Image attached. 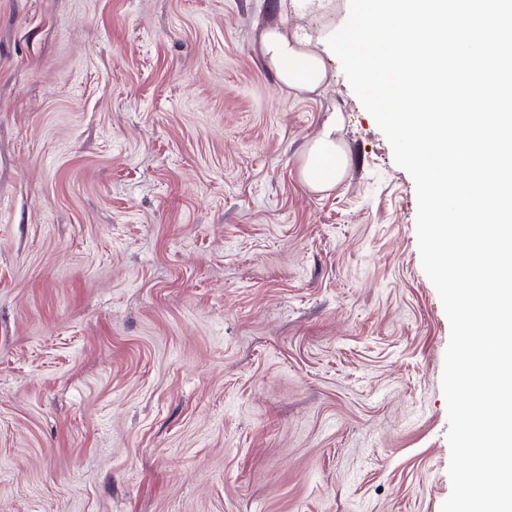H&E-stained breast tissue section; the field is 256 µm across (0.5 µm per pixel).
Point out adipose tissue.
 <instances>
[{"instance_id":"ef3b65f1","label":"adipose tissue","mask_w":512,"mask_h":512,"mask_svg":"<svg viewBox=\"0 0 512 512\" xmlns=\"http://www.w3.org/2000/svg\"><path fill=\"white\" fill-rule=\"evenodd\" d=\"M259 50L263 62L286 92L314 93L328 78L326 63L309 39L299 34L288 35L280 25L263 29ZM348 164L347 155L336 142V121L328 119L303 154L301 177L313 190H330L342 178Z\"/></svg>"}]
</instances>
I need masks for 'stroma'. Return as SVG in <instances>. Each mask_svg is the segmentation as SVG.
Wrapping results in <instances>:
<instances>
[{"instance_id":"1","label":"stroma","mask_w":512,"mask_h":512,"mask_svg":"<svg viewBox=\"0 0 512 512\" xmlns=\"http://www.w3.org/2000/svg\"><path fill=\"white\" fill-rule=\"evenodd\" d=\"M348 14L0 0V512H440L450 324ZM275 21L319 92L263 64ZM259 50L263 62L287 93L317 92L328 78L324 58L311 47L310 39L297 33L289 37L281 25L263 29ZM348 164V156L336 142V115L333 114L305 150L301 177L315 191L330 190L342 178Z\"/></svg>"}]
</instances>
